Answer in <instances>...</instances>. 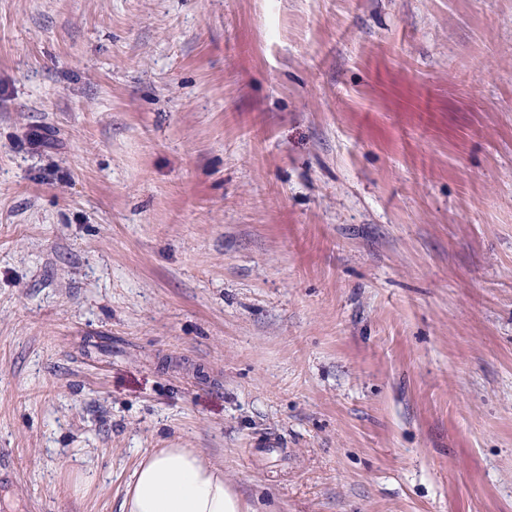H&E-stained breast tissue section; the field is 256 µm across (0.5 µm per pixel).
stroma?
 Instances as JSON below:
<instances>
[{
    "label": "stroma",
    "instance_id": "1",
    "mask_svg": "<svg viewBox=\"0 0 512 512\" xmlns=\"http://www.w3.org/2000/svg\"><path fill=\"white\" fill-rule=\"evenodd\" d=\"M159 448L512 512V0H0V512Z\"/></svg>",
    "mask_w": 512,
    "mask_h": 512
}]
</instances>
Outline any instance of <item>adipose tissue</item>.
<instances>
[{
	"instance_id": "ef3b65f1",
	"label": "adipose tissue",
	"mask_w": 512,
	"mask_h": 512,
	"mask_svg": "<svg viewBox=\"0 0 512 512\" xmlns=\"http://www.w3.org/2000/svg\"><path fill=\"white\" fill-rule=\"evenodd\" d=\"M120 512H250L224 469L194 448H162L144 455Z\"/></svg>"
}]
</instances>
